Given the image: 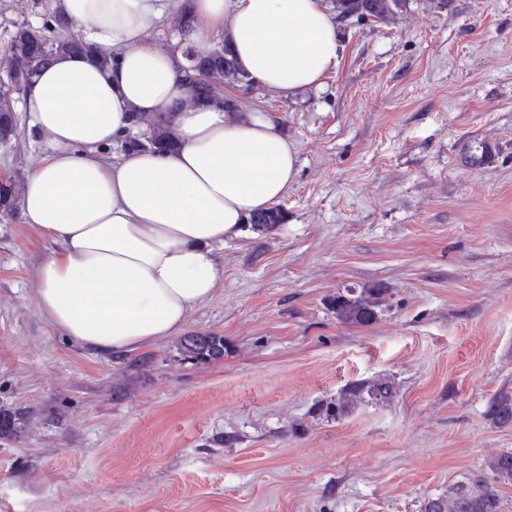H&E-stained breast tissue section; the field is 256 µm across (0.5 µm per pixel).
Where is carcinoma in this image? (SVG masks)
<instances>
[{
    "label": "carcinoma",
    "instance_id": "1",
    "mask_svg": "<svg viewBox=\"0 0 512 512\" xmlns=\"http://www.w3.org/2000/svg\"><path fill=\"white\" fill-rule=\"evenodd\" d=\"M410 0H336V17L357 16L375 23L386 24L407 9ZM87 47L77 36L70 34L69 26L61 21L53 11L45 14L43 23L33 27L26 23L14 26V31L6 47L10 71L7 80L0 81V140L5 142L17 136L18 117L14 109L15 96L24 92L25 87L57 55L61 53L85 52ZM189 101L204 103L217 98L224 86L233 88L248 87L251 81L241 71L228 49L221 55L206 54L187 61ZM145 139L132 137L122 147H136L144 144L163 147L170 144L168 126L159 118L144 121ZM20 185L7 176L0 181V209L10 212ZM286 212L281 207H271L253 213L249 228L264 233L284 223ZM387 289L377 286L354 289L339 293L331 300V309L336 319L347 326L362 327L375 322L384 311ZM178 349L183 359L197 364L209 363L224 358V337L215 333H199L197 339L185 336L179 340ZM390 393V385L384 380L355 382L338 398L321 404L318 411L323 416L336 419L352 408L355 402L368 398L380 400ZM487 413L499 425L512 424V395L503 394L492 398ZM26 424L20 412L0 410V436H10L21 432ZM488 470L497 480H512V452H502L485 462ZM425 512H503L502 500L498 492L486 480L475 478L471 483H462L448 496L428 502Z\"/></svg>",
    "mask_w": 512,
    "mask_h": 512
}]
</instances>
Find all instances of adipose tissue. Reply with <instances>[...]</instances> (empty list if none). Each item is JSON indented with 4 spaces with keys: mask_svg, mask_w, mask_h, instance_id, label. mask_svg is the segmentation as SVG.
<instances>
[{
    "mask_svg": "<svg viewBox=\"0 0 512 512\" xmlns=\"http://www.w3.org/2000/svg\"><path fill=\"white\" fill-rule=\"evenodd\" d=\"M54 9L80 27L87 50L58 55L22 94L42 158L17 210L53 245L33 271L41 312L83 347L129 352L173 336L213 296L225 242L298 173L295 146L272 119L218 99L188 103L185 47L226 44L254 85L289 98L321 85L342 44L324 0H54ZM181 12L191 25L156 48L162 21ZM137 115L166 118L174 148L102 159Z\"/></svg>",
    "mask_w": 512,
    "mask_h": 512,
    "instance_id": "obj_1",
    "label": "adipose tissue"
}]
</instances>
